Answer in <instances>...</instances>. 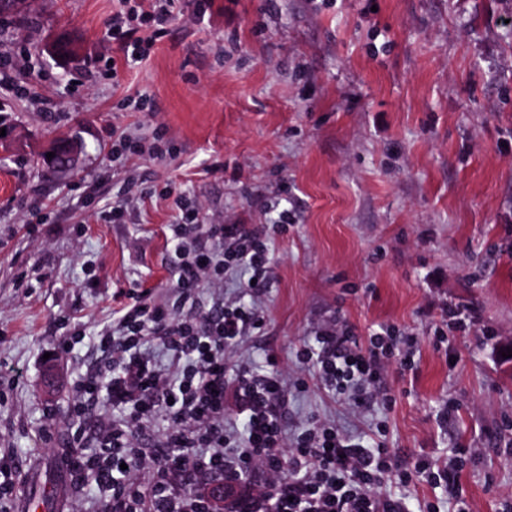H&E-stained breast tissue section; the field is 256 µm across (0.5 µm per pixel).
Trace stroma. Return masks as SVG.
<instances>
[{"mask_svg": "<svg viewBox=\"0 0 512 512\" xmlns=\"http://www.w3.org/2000/svg\"><path fill=\"white\" fill-rule=\"evenodd\" d=\"M142 63L112 40L117 0H32L0 23V459L10 512H101L59 467L76 380L131 292L167 295L178 214L262 230L272 267L241 359L276 354L289 436L311 420L381 441L402 468L462 457L456 494L427 475L410 512L512 505V0H183ZM73 168L39 162L59 133ZM126 134L129 149L114 148ZM120 218L102 212L121 196ZM288 212L280 232V212ZM36 232H28L32 216ZM477 321L433 330L448 306ZM415 336L387 365L394 403L325 392L297 353L320 328ZM69 342L51 363L44 353Z\"/></svg>", "mask_w": 512, "mask_h": 512, "instance_id": "obj_1", "label": "stroma"}]
</instances>
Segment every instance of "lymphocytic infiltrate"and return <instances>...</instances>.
<instances>
[{
	"label": "lymphocytic infiltrate",
	"instance_id": "obj_1",
	"mask_svg": "<svg viewBox=\"0 0 512 512\" xmlns=\"http://www.w3.org/2000/svg\"><path fill=\"white\" fill-rule=\"evenodd\" d=\"M122 2L112 14V37L124 61L137 63L164 34L179 0ZM175 203L173 291L182 306L171 308L145 289L122 308L117 328L103 332L107 356L94 378L79 382L75 411L84 414L103 393L120 415L100 423L95 455L79 453L84 432H72V449L63 457L70 484L106 488L103 512H210L202 488L217 479L237 493L230 512H407L404 496L387 492V485L404 486L413 473L429 471L435 482L454 486L458 464L434 470L421 460L408 471L393 463L390 449L350 439L331 424L317 421L289 437L279 410L286 383L276 356L267 355L261 373L230 361L243 336L263 325L255 306L226 300L208 309L193 305L196 290L222 288L233 266L250 271L252 294L263 292L272 260L268 245L246 225L209 222L183 196ZM151 339L171 352L169 365L146 351ZM414 345V337L386 327L363 349L351 328L335 325L305 344L300 359L325 389L345 395L355 385L381 387L384 361L412 368ZM230 413L241 419V433L226 430ZM159 417L166 422L160 444L142 451L139 437ZM257 469L266 472L264 483L250 482ZM190 476L200 486L189 491Z\"/></svg>",
	"mask_w": 512,
	"mask_h": 512
}]
</instances>
